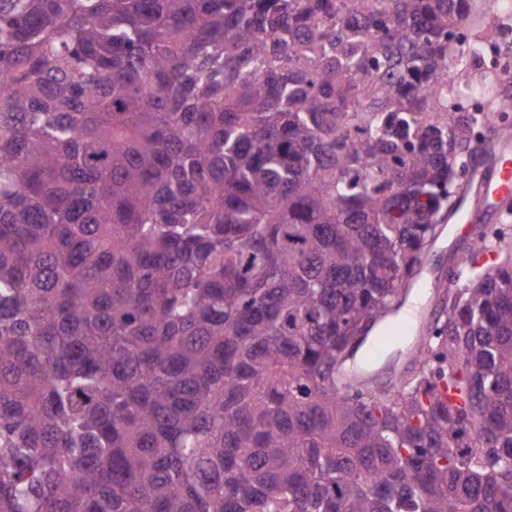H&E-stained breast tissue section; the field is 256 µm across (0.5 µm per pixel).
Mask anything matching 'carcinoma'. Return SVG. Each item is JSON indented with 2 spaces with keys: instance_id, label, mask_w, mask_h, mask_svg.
Here are the masks:
<instances>
[{
  "instance_id": "carcinoma-1",
  "label": "carcinoma",
  "mask_w": 512,
  "mask_h": 512,
  "mask_svg": "<svg viewBox=\"0 0 512 512\" xmlns=\"http://www.w3.org/2000/svg\"><path fill=\"white\" fill-rule=\"evenodd\" d=\"M495 8L0 0V512H512L504 228L338 383L492 149L448 67ZM414 327V318L406 316L399 322L387 335L375 336L369 340V346L366 355L374 357L379 351L396 342L400 337L406 334Z\"/></svg>"
}]
</instances>
